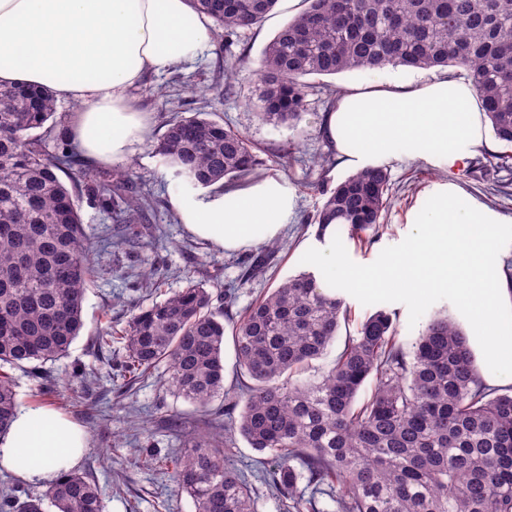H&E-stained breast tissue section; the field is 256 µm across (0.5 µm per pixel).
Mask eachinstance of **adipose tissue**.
<instances>
[{
    "label": "adipose tissue",
    "mask_w": 512,
    "mask_h": 512,
    "mask_svg": "<svg viewBox=\"0 0 512 512\" xmlns=\"http://www.w3.org/2000/svg\"><path fill=\"white\" fill-rule=\"evenodd\" d=\"M209 40L206 18L189 0H0V83L76 103L66 125L71 143L99 164H119L151 132L132 90L194 59ZM322 129L341 164L357 170L402 157L448 170L495 148L472 83L454 76L346 89ZM173 206L190 235L235 251L277 240L296 197L282 178L262 175ZM86 447L85 430L71 419L21 406L0 434V470L45 489Z\"/></svg>",
    "instance_id": "adipose-tissue-1"
}]
</instances>
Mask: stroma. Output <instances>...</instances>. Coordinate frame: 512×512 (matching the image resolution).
Here are the masks:
<instances>
[{"label": "stroma", "mask_w": 512, "mask_h": 512, "mask_svg": "<svg viewBox=\"0 0 512 512\" xmlns=\"http://www.w3.org/2000/svg\"><path fill=\"white\" fill-rule=\"evenodd\" d=\"M295 14L288 0H279L274 13L260 27L243 35L232 49H225L223 39L212 38L193 60L163 73L149 74L133 90L135 104L150 112L152 127L148 142L135 146L130 160L136 174L143 177L147 188L162 201L140 240L136 250L138 260L129 262L121 250L110 248L98 252L101 274L86 292L84 326L67 356L46 366L54 394L44 395L40 379L28 369L10 371L21 405L52 408L83 426L88 435V448L77 470L99 486L104 512H195L188 495L173 493L156 459L188 448L192 440L190 432L199 413L193 404L165 384L166 365H159L144 383L124 388L121 378L124 346L116 343L109 350L98 351L94 343L98 332L108 326L124 327L133 306L161 301L191 280L203 283L211 291L219 286L234 287L231 313L237 317L260 295L303 272L302 249L314 239L316 232L311 218L324 202L316 183L322 179L332 187L348 175L347 169L337 164L334 151L322 135L321 125L325 112L330 109L331 90L380 85L393 79L418 82L456 73L452 67L427 70L387 67L332 76L311 75L307 78V109L301 122L293 128L265 122L259 116L254 63L268 41ZM229 51L244 57L245 62L233 93L216 99L205 88L213 80L216 61ZM199 111L242 132L258 148L263 161L262 173L282 177L296 191L297 209L277 239L276 251L269 254L268 270L262 276L250 280L243 277L247 259L256 255V248L234 252L216 250L186 232L172 205L173 198L197 197L201 191L185 179L175 177L152 145L160 139L166 120L174 113L189 116ZM288 151L296 157L289 165L283 159ZM387 168L393 197L384 225L378 232L366 233L360 239L353 238L347 228L337 230L350 258L358 264L373 263L385 247L400 243L411 229L409 220L418 199L440 182L455 184L499 214L512 218V170L483 168L473 159L450 171L407 158L392 160ZM154 264L168 272L161 292L153 295L132 291V282ZM344 301L349 319L342 323L335 342L324 355L313 360L314 371L330 368L348 337L355 335L358 323L374 311L373 306L362 305L353 296H345ZM77 368L82 371L78 377L73 374ZM171 416L177 419V426L168 424ZM145 442L151 443L154 457L142 453L141 445ZM230 463L255 489L257 512H282L278 496L261 479L274 466L270 452H258L240 438Z\"/></svg>", "instance_id": "stroma-1"}]
</instances>
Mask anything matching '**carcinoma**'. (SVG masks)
<instances>
[{
  "label": "carcinoma",
  "instance_id": "cac0c4a2",
  "mask_svg": "<svg viewBox=\"0 0 512 512\" xmlns=\"http://www.w3.org/2000/svg\"><path fill=\"white\" fill-rule=\"evenodd\" d=\"M306 8L265 45L256 69L262 119L294 125L306 111L302 78L355 69L455 66L473 82L492 133L512 148V0H304ZM278 0H190L224 30L225 42L258 28ZM241 59L224 61L207 87L231 93ZM53 95L0 84V433L19 407L5 367L42 373L63 357L83 326V302L97 274L82 223L80 191L110 212L117 245L141 237L156 199L138 186L133 165L92 169L60 139L49 153ZM42 130L35 135L33 131ZM174 174L207 188L238 186L260 158L247 137L204 112L175 114L154 145ZM64 173L71 186L61 180ZM313 217L317 235L345 226L376 231L391 204L390 174L375 166L332 189ZM189 283L141 307L115 337L126 347L131 386L159 364L168 383L206 417L185 453L166 469L196 512H257L254 491L232 467V433L276 455L267 482L283 512H512V391L487 386L464 333L429 317L413 350L397 339L393 314L359 322L333 366L311 373L347 318L343 300L300 273L258 299L233 325L241 376L224 387L225 308ZM373 380L374 390L359 393ZM224 398L223 412L210 409ZM239 416H233L236 408ZM104 512L101 494L81 473L61 475L45 495L0 491V512Z\"/></svg>",
  "mask_w": 512,
  "mask_h": 512
}]
</instances>
